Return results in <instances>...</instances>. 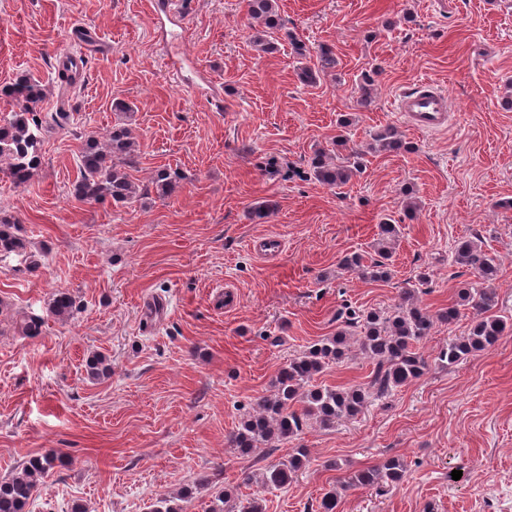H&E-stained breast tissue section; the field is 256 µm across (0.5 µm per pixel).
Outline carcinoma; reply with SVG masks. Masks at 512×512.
<instances>
[{"mask_svg":"<svg viewBox=\"0 0 512 512\" xmlns=\"http://www.w3.org/2000/svg\"><path fill=\"white\" fill-rule=\"evenodd\" d=\"M246 16L250 28L251 44L262 53L278 49L282 37H287L294 52L307 57V50L292 33L285 31V23L278 12V0H246ZM317 68H300L299 77L305 84L317 82L319 73L336 67L333 50L322 47L317 52ZM60 84L74 87L78 82L77 70L66 63L57 65ZM0 97L11 110L0 115V169L7 172L11 184L22 187L30 183L41 164V122L37 118L45 93L40 80L22 76L0 90ZM379 151L409 150L395 131L387 127L373 135ZM137 143L126 124H117L112 132L99 141L86 140L78 156V175L74 184V197L86 203H127L137 197L139 184L133 180L137 169ZM363 163L355 160L350 165H338L324 149L314 153L310 162V175L316 181L335 188L347 184L361 172ZM182 180L179 170H157L150 182L157 197L166 198L175 192ZM381 250L380 259L369 263L354 254L342 260L343 266L364 280L378 281L389 278L388 260L391 245L398 241L400 225L386 221L378 225ZM27 243L18 224L0 219V256L22 255ZM452 261L476 273L480 287H464L458 299L433 317L414 299L411 290L403 291L400 301L384 311L362 312L350 306L337 315L341 324L333 336L310 345L280 368L268 395L257 398L255 407L238 423L228 437L229 444L247 454L275 443L291 441L311 423L331 428L339 420L357 418L376 398L420 378L427 367L417 351L419 344L434 328L435 319L453 323L461 311L471 313L466 336L451 340L439 354L444 366H453L475 352L494 346L501 336L512 331V320L497 314L496 292L492 288L498 268L482 246L471 239H461L452 251ZM78 311L75 297L59 290L53 294L47 316L58 320L69 319ZM372 364L367 382L351 387L315 385V376L331 363L349 358L352 344ZM106 357L96 355L86 362L89 377L97 379L109 373ZM58 457L44 454L28 459L20 473L0 480V512H27L39 492L45 476L55 467ZM308 461L303 447L292 449L288 458L268 465L261 484L267 489L282 488L292 480ZM406 473V465L398 457L351 472L337 481L336 488L325 493L318 512H336L341 492L350 487L377 486L399 482Z\"/></svg>","mask_w":512,"mask_h":512,"instance_id":"obj_1","label":"carcinoma"}]
</instances>
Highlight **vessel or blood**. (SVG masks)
Instances as JSON below:
<instances>
[{
    "label": "vessel or blood",
    "instance_id": "obj_1",
    "mask_svg": "<svg viewBox=\"0 0 512 512\" xmlns=\"http://www.w3.org/2000/svg\"><path fill=\"white\" fill-rule=\"evenodd\" d=\"M397 110L407 125L419 133L445 130L451 112L446 93L423 80L399 95Z\"/></svg>",
    "mask_w": 512,
    "mask_h": 512
}]
</instances>
